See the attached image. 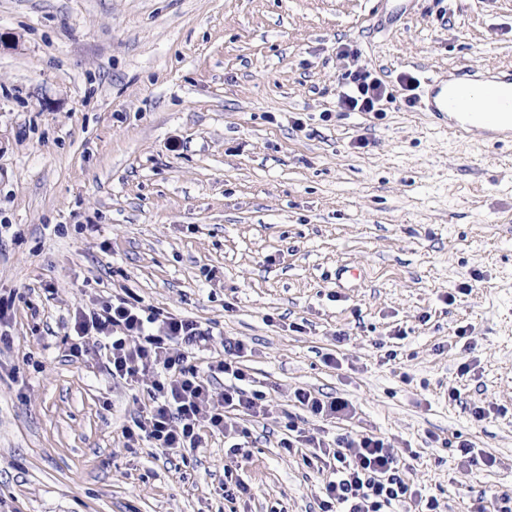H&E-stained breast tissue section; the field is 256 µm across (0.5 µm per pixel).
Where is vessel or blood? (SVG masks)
<instances>
[{"mask_svg": "<svg viewBox=\"0 0 512 512\" xmlns=\"http://www.w3.org/2000/svg\"><path fill=\"white\" fill-rule=\"evenodd\" d=\"M437 125L459 136L479 135L498 145L512 140V70L465 80L439 72L428 80L424 105Z\"/></svg>", "mask_w": 512, "mask_h": 512, "instance_id": "obj_1", "label": "vessel or blood"}]
</instances>
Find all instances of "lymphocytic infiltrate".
Masks as SVG:
<instances>
[{"instance_id": "obj_1", "label": "lymphocytic infiltrate", "mask_w": 512, "mask_h": 512, "mask_svg": "<svg viewBox=\"0 0 512 512\" xmlns=\"http://www.w3.org/2000/svg\"><path fill=\"white\" fill-rule=\"evenodd\" d=\"M387 86L372 71L362 67L351 72L345 89L339 90L336 106L342 112H374L387 98ZM70 331L71 350L81 353L86 338L104 339L106 361L113 378L139 382L152 373L151 405L136 419L126 437L144 432L157 447L170 452L194 450L202 443L203 431L231 438V454L239 423L236 413L256 417L264 413L261 393L246 388L247 375L241 360L247 348L240 342L224 345V357L213 372L226 380L216 391L211 379L184 364L183 349L206 346L209 334L196 323L177 317H158L136 304L121 301L103 305L101 311L76 309ZM222 400L223 410L212 407ZM319 458L331 468L334 478L325 486L322 512H392L396 503L412 501L416 512H436L435 500L423 499L399 474L392 448L373 435L343 438L335 446H320Z\"/></svg>"}]
</instances>
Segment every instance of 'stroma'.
<instances>
[{"instance_id":"35a3bbf8","label":"stroma","mask_w":512,"mask_h":512,"mask_svg":"<svg viewBox=\"0 0 512 512\" xmlns=\"http://www.w3.org/2000/svg\"><path fill=\"white\" fill-rule=\"evenodd\" d=\"M364 64L393 101L337 111ZM472 65L512 66V0H0V512H321L329 474L282 448L291 421L385 438L437 512H497L512 141L451 136L399 86ZM132 298L209 331L198 370L249 345L267 413L239 454L126 437L149 382L69 332ZM229 473L248 494L225 499ZM295 400L310 413L330 418L345 416L349 413V404L338 399L325 400L312 395L311 392L299 390L295 392Z\"/></svg>"}]
</instances>
